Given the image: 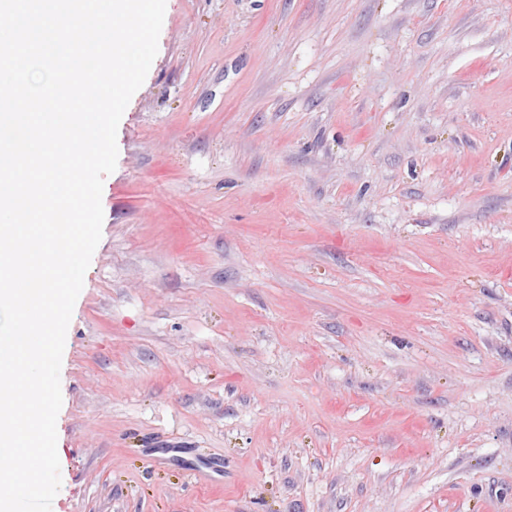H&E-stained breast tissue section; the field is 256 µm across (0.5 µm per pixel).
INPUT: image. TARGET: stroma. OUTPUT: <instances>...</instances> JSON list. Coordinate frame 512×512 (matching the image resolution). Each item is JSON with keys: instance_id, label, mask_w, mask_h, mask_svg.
I'll use <instances>...</instances> for the list:
<instances>
[{"instance_id": "stroma-1", "label": "stroma", "mask_w": 512, "mask_h": 512, "mask_svg": "<svg viewBox=\"0 0 512 512\" xmlns=\"http://www.w3.org/2000/svg\"><path fill=\"white\" fill-rule=\"evenodd\" d=\"M158 46L52 512H512V0H166Z\"/></svg>"}]
</instances>
